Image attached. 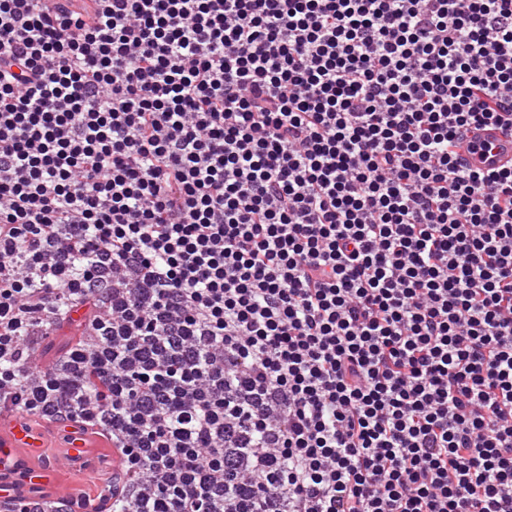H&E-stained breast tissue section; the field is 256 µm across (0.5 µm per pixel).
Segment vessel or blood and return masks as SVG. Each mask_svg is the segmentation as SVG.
<instances>
[{
  "mask_svg": "<svg viewBox=\"0 0 512 512\" xmlns=\"http://www.w3.org/2000/svg\"><path fill=\"white\" fill-rule=\"evenodd\" d=\"M461 154L469 164L492 170L512 163V132L496 126H479L463 143ZM52 424L30 422L21 411L0 421V497L47 486L56 470V456L49 448Z\"/></svg>",
  "mask_w": 512,
  "mask_h": 512,
  "instance_id": "b4317fda",
  "label": "vessel or blood"
}]
</instances>
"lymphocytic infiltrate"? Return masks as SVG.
Here are the masks:
<instances>
[{"mask_svg": "<svg viewBox=\"0 0 512 512\" xmlns=\"http://www.w3.org/2000/svg\"><path fill=\"white\" fill-rule=\"evenodd\" d=\"M476 124L512 0H0V411L107 441L94 512H512ZM79 318H76L73 315V322L71 324H65L63 325L56 333L55 336H53L51 341V351L49 355H53L55 351L58 349L64 348V347H72L74 346L79 339V335L76 331V327L79 326L83 322L79 321Z\"/></svg>", "mask_w": 512, "mask_h": 512, "instance_id": "1", "label": "lymphocytic infiltrate"}]
</instances>
